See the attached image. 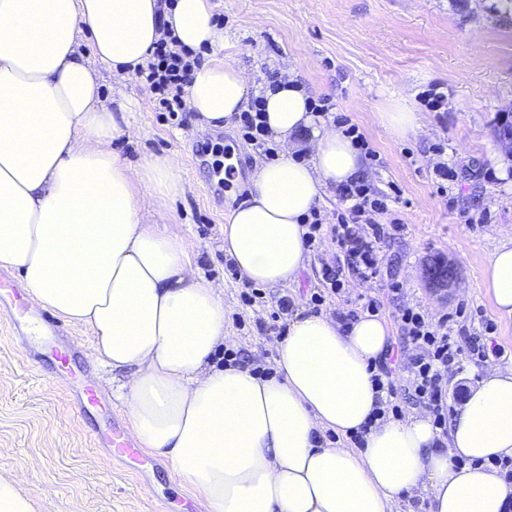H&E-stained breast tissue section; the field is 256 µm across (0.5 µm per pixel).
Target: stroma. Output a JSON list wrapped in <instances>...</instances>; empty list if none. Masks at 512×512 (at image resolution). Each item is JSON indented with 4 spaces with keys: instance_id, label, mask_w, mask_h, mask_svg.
<instances>
[{
    "instance_id": "35a3bbf8",
    "label": "stroma",
    "mask_w": 512,
    "mask_h": 512,
    "mask_svg": "<svg viewBox=\"0 0 512 512\" xmlns=\"http://www.w3.org/2000/svg\"><path fill=\"white\" fill-rule=\"evenodd\" d=\"M224 21V53L247 74L250 96L283 73L295 74L313 100L347 116L364 135L361 177L377 193L393 197V214L404 225L382 246L378 279L365 282L345 272L340 294L329 295L323 311L354 309L358 295L379 299V316L390 329V344L402 359L415 354L395 318L397 307L420 305L447 318L454 336H486L512 367V319L494 309L486 268L495 249L512 238V157L500 147L497 131L512 112V16L498 0H214ZM102 101L124 95L131 103L137 138L117 140L123 157L140 163L173 155L185 193L151 223L181 229L194 269L223 283L226 326L252 366H270L272 342L286 327L273 320L280 298L292 309L309 307L320 286L323 265L342 255L323 238L309 252L298 283L260 287V300L243 303L242 285L224 254V214L248 193L247 176L278 151L246 140L239 119L223 128L195 123L192 112L159 111L156 96L138 78L104 73ZM440 85L443 109L427 104L426 93ZM406 96L421 118L417 134L393 137L375 115L387 101ZM235 153L238 176L224 181L223 159ZM446 162L456 173L447 194L437 190L433 168ZM436 255L455 263L459 289L438 293L423 272ZM400 284L392 293L391 284ZM493 332H486V324ZM73 346L78 378L94 381L122 424L126 407L112 391V373L90 355L88 329L63 323ZM51 364L23 359L7 323L0 321V473L20 476L23 488L41 499V512H205L181 486L170 463L157 459L137 473L93 442L100 414H83L62 385L49 382Z\"/></svg>"
}]
</instances>
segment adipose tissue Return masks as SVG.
<instances>
[{"label":"adipose tissue","instance_id":"1","mask_svg":"<svg viewBox=\"0 0 512 512\" xmlns=\"http://www.w3.org/2000/svg\"><path fill=\"white\" fill-rule=\"evenodd\" d=\"M213 0H0V267L20 273L43 308L92 333V355L123 374L132 435L170 462L206 512H505L512 482V368L487 366L440 435L430 415L380 421L388 394L372 380L389 344L385 322L344 324L299 309L266 376L217 365L233 346L224 288L192 267L184 237L148 211L184 185L171 155L134 164L113 149L133 139L125 98L103 105V73L131 76L157 41L210 49L186 105L223 127L248 101V80L225 60ZM88 39L90 54L79 53ZM266 126L283 143L310 130L309 158L285 151L258 166L229 210L224 252L269 288L306 268L304 219L363 159L310 96L281 76L264 94ZM494 307L512 319V241L487 267ZM363 433L361 448L324 444L325 430Z\"/></svg>","mask_w":512,"mask_h":512}]
</instances>
